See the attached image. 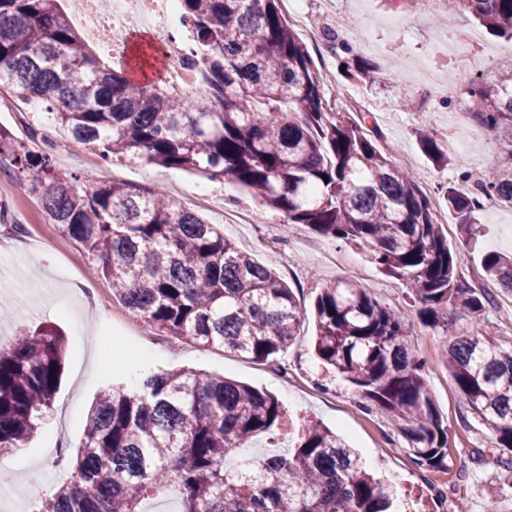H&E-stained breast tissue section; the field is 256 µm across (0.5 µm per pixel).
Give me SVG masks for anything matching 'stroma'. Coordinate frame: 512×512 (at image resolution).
<instances>
[{
    "mask_svg": "<svg viewBox=\"0 0 512 512\" xmlns=\"http://www.w3.org/2000/svg\"><path fill=\"white\" fill-rule=\"evenodd\" d=\"M295 8L289 21L322 73L329 109L371 113L380 146L396 166L413 173L424 192L438 197L449 187L467 189L461 173L494 167L499 149L493 136L458 113L468 105L469 83L491 79L499 63L512 57L511 40L491 36L467 14L421 0H296ZM328 29L335 31L336 43L325 37ZM452 40L467 45L468 56L449 51ZM350 54L378 62L384 73L370 85L346 78L339 63ZM0 127L28 151L40 153L54 145L57 168L82 174V187L112 179L144 189L163 187L240 250L275 268L306 314L294 342L272 364L169 336L149 344L129 329L132 317L113 298L110 283L96 265L82 262L78 247L52 224L39 196L13 184L11 169L0 170V211L22 224L29 240L21 247L0 239V343L42 323L51 324L65 341L64 371L51 410L26 448L0 458V472L8 477L0 485V512H31L34 486L56 487L70 478V471L54 468L55 449L82 438L89 409L111 378L110 366L133 362L204 370L274 394L286 424L275 439L253 440L252 453L273 443L288 447L296 442L300 425L317 422L342 434L368 466L388 479L399 512H439L440 489L447 492L446 512H484L486 492L498 478L490 432L473 417L449 376L440 354L441 334L421 324L406 286L380 272L366 248L319 237L301 225L286 226L281 213L229 177L211 181L145 161L91 167V153L66 147L63 130L45 108L21 102L3 87ZM423 135L452 145L450 165L437 167L427 159L419 143ZM495 212L493 220L475 213L479 235L474 245L447 209L437 217L450 245L463 256L466 279L492 297L488 334L504 338L512 293L488 279L481 263L483 255L512 252V208L499 206ZM77 261L99 290L91 309L70 288ZM342 279L361 283L389 307L407 324L413 349L427 359L426 384L448 425L447 470L429 472L406 453L389 451L388 441L398 438V430L380 410H365L355 388L342 378H332L328 390L316 387L323 369L312 346L314 301L321 285Z\"/></svg>",
    "mask_w": 512,
    "mask_h": 512,
    "instance_id": "1",
    "label": "stroma"
}]
</instances>
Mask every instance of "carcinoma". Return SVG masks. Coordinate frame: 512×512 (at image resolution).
I'll return each mask as SVG.
<instances>
[{"label":"carcinoma","mask_w":512,"mask_h":512,"mask_svg":"<svg viewBox=\"0 0 512 512\" xmlns=\"http://www.w3.org/2000/svg\"><path fill=\"white\" fill-rule=\"evenodd\" d=\"M62 0H0V85L44 106L102 162L146 160L230 176L268 207L325 238L369 250L384 273L405 281L421 323L447 336L444 361L493 447L512 453V341L484 331L491 300L461 275L458 255L437 219L440 200L424 193L376 144L367 114L328 109L324 83L280 0H180V22L199 52L198 88L186 94L159 77L161 49L138 48L143 78L104 66L70 21ZM490 32L512 36V0H444ZM373 82L378 66H346ZM467 114L500 145L496 166L471 189L443 193L460 231L475 238V211L512 206V60L491 81L477 79ZM442 167L452 150L421 138ZM20 179L61 234L99 264L112 297L158 332L273 362L296 336L293 289L269 266L162 190L112 182L80 193L75 173L52 154L14 144L0 129ZM486 275L512 292V256L488 254ZM468 317L465 329L458 314ZM314 351L325 372L356 387L395 421L424 470L448 468V426L424 377L408 327L360 283L320 288ZM64 338L50 326L0 346V456L24 448L59 388ZM105 385L84 437L66 449L73 479L34 512H144L172 493L179 512H389L393 488L369 473L330 429L310 423L286 455L226 460L248 441L271 437L284 411L246 384L193 369L132 373Z\"/></svg>","instance_id":"carcinoma-1"}]
</instances>
